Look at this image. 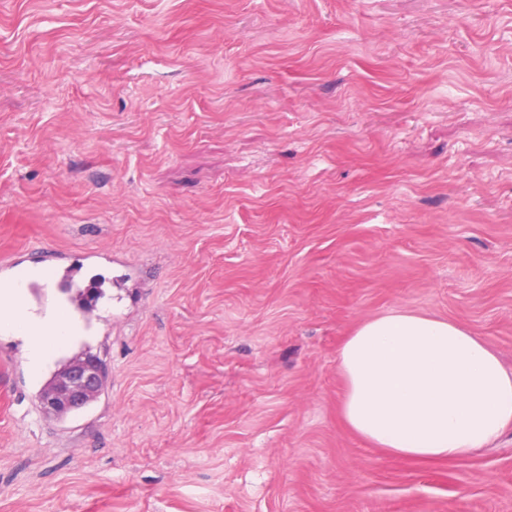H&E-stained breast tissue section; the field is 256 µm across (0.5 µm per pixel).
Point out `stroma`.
Returning <instances> with one entry per match:
<instances>
[{
    "mask_svg": "<svg viewBox=\"0 0 512 512\" xmlns=\"http://www.w3.org/2000/svg\"><path fill=\"white\" fill-rule=\"evenodd\" d=\"M67 256L0 335V512H512V427L451 463L343 423L392 309L512 370V0H0V261ZM107 384L58 419L68 359ZM0 333L23 339L31 368L40 372L59 348L90 338L83 326L71 320L63 305L37 313L29 306L17 307L1 298ZM106 374L101 359L90 352L68 361L39 394L40 407L64 416L87 406L102 392Z\"/></svg>",
    "mask_w": 512,
    "mask_h": 512,
    "instance_id": "obj_1",
    "label": "stroma"
}]
</instances>
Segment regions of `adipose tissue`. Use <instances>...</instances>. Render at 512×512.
<instances>
[{
    "label": "adipose tissue",
    "instance_id": "ef3b65f1",
    "mask_svg": "<svg viewBox=\"0 0 512 512\" xmlns=\"http://www.w3.org/2000/svg\"><path fill=\"white\" fill-rule=\"evenodd\" d=\"M11 298L0 302V334L23 339L34 371L88 339L64 306L39 313ZM339 369L345 424L394 460L454 462L512 426V371L482 336L448 318L393 309L365 319L346 336Z\"/></svg>",
    "mask_w": 512,
    "mask_h": 512
}]
</instances>
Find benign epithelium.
Instances as JSON below:
<instances>
[{
	"mask_svg": "<svg viewBox=\"0 0 512 512\" xmlns=\"http://www.w3.org/2000/svg\"><path fill=\"white\" fill-rule=\"evenodd\" d=\"M106 374L101 359L90 352L68 361L39 394L40 407L64 416L87 406L102 392Z\"/></svg>",
	"mask_w": 512,
	"mask_h": 512,
	"instance_id": "benign-epithelium-1",
	"label": "benign epithelium"
}]
</instances>
